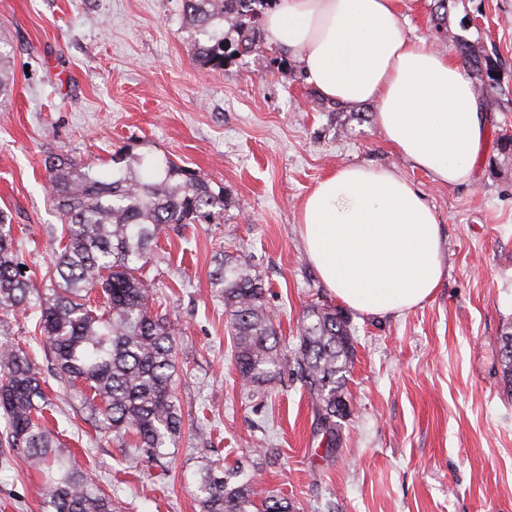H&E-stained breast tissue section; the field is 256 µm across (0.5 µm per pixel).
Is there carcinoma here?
I'll return each mask as SVG.
<instances>
[{"instance_id": "cac0c4a2", "label": "carcinoma", "mask_w": 512, "mask_h": 512, "mask_svg": "<svg viewBox=\"0 0 512 512\" xmlns=\"http://www.w3.org/2000/svg\"><path fill=\"white\" fill-rule=\"evenodd\" d=\"M268 2L182 0L188 29L197 36L199 64L224 68L226 23L238 36L235 51H251L258 7ZM458 52L470 71L494 67L465 40L458 42ZM10 91L9 55L0 51V95ZM112 162L122 167L103 175L66 155L46 158L49 194L63 221L62 248L47 268L49 285L34 301L12 225L0 213V331L7 336L15 317L34 314L36 340L51 357L55 378L78 389L99 431L157 459L179 441L184 417L173 392L176 331L166 315L154 311L142 270L167 226L219 218L224 191L170 159L156 172L143 171L138 157ZM213 285L224 298L242 382L269 380L280 368V340L249 256L224 255ZM97 288L103 302L95 310L90 294ZM298 339L300 376L316 401L318 432L333 450L340 445L337 419L346 407L345 379L354 355L350 324L342 313L314 306L303 317ZM499 355L512 389L511 331L502 336ZM45 383L33 358L8 341L0 343V447L48 474L43 512H115L112 497L45 426V413L55 411ZM197 492L201 512H290L287 500L261 496L255 473L217 461L200 469Z\"/></svg>"}]
</instances>
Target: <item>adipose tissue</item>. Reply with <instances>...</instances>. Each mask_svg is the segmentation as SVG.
Here are the masks:
<instances>
[{
	"label": "adipose tissue",
	"instance_id": "obj_1",
	"mask_svg": "<svg viewBox=\"0 0 512 512\" xmlns=\"http://www.w3.org/2000/svg\"><path fill=\"white\" fill-rule=\"evenodd\" d=\"M267 43L291 52L324 98L377 107L388 144L440 185L472 182L487 114L452 53L410 38L401 0H273ZM306 253L337 301L366 317L429 300L443 277L439 223L419 190L393 169L343 165L298 211Z\"/></svg>",
	"mask_w": 512,
	"mask_h": 512
}]
</instances>
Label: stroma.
<instances>
[{"label":"stroma","mask_w":512,"mask_h":512,"mask_svg":"<svg viewBox=\"0 0 512 512\" xmlns=\"http://www.w3.org/2000/svg\"><path fill=\"white\" fill-rule=\"evenodd\" d=\"M403 0L410 37L443 50L457 39L493 60L473 76L488 115L472 183H433L388 145L374 104L322 98L287 51L266 44L218 70L196 59L182 0H0V49L13 89L0 96V211L37 290L63 222L47 195L55 153L110 174L113 155L164 158L224 189L211 224L163 234L145 273L177 332L175 395L184 416L161 463L130 459L56 379L51 423L119 512H200L204 461L254 471L293 512H512V393L499 360L512 326V0ZM394 169L435 212L444 276L421 306L382 318L349 313L343 443L327 451L298 373L301 319L337 308L298 234L301 201L343 164ZM247 251L276 317L282 368L255 390L232 356L220 254ZM44 477L0 461V512H43Z\"/></svg>","instance_id":"obj_1"}]
</instances>
